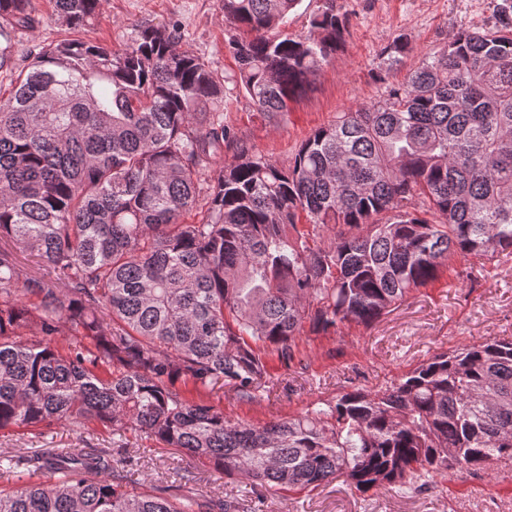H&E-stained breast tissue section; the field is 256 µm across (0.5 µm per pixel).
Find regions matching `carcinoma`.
<instances>
[{
    "instance_id": "carcinoma-1",
    "label": "carcinoma",
    "mask_w": 512,
    "mask_h": 512,
    "mask_svg": "<svg viewBox=\"0 0 512 512\" xmlns=\"http://www.w3.org/2000/svg\"><path fill=\"white\" fill-rule=\"evenodd\" d=\"M299 2L222 0L224 21L252 34L227 41L239 68L222 80L175 49L176 29L145 26L123 49L41 50L0 96V431L96 422L261 492L336 478L415 490L455 466H512L511 338L262 427L224 415L220 392L256 398L269 358L302 365L301 336L371 326L457 256L512 254V0L495 27L452 33L370 106L315 129L288 164L244 149L227 161L224 83L274 117L343 45L336 0L308 34L283 33ZM101 5L54 11L79 30ZM33 11L0 0V74ZM407 49L394 39L387 68ZM16 250L48 272L20 279ZM122 452L0 456L44 476L0 490V512H236L232 498L123 489Z\"/></svg>"
}]
</instances>
